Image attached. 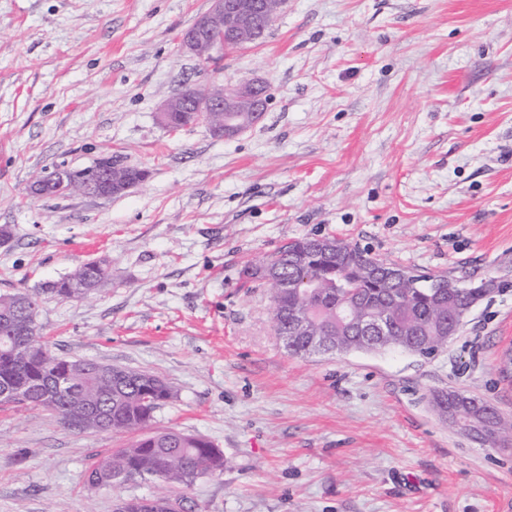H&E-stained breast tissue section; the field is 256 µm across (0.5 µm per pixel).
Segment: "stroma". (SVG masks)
I'll use <instances>...</instances> for the list:
<instances>
[{"label": "stroma", "mask_w": 512, "mask_h": 512, "mask_svg": "<svg viewBox=\"0 0 512 512\" xmlns=\"http://www.w3.org/2000/svg\"><path fill=\"white\" fill-rule=\"evenodd\" d=\"M210 0H0V295L81 264L111 280L41 298L54 352L147 371L176 396L152 429L200 435L224 470L187 486L89 487L132 442L55 413L0 410V512H512V450L442 423L430 390L512 418V0H286L264 38L200 70L178 36ZM253 78L262 119L231 139L171 132L186 87ZM110 157L126 194L34 197L33 173ZM497 287L435 356L288 355L241 270L299 237Z\"/></svg>", "instance_id": "35a3bbf8"}]
</instances>
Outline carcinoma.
Masks as SVG:
<instances>
[{
    "instance_id": "1",
    "label": "carcinoma",
    "mask_w": 512,
    "mask_h": 512,
    "mask_svg": "<svg viewBox=\"0 0 512 512\" xmlns=\"http://www.w3.org/2000/svg\"><path fill=\"white\" fill-rule=\"evenodd\" d=\"M112 173L140 182L144 168L107 162ZM334 237H301L281 246L258 265L243 269L253 288L266 287L272 300V323L289 355L315 354L313 337L323 336L339 353L398 349L429 358L448 343V326L493 292L478 284L448 292L445 274L425 275L408 271L405 278H392L379 271V259L349 243L336 247ZM76 277L84 290L104 286L109 271L99 260L84 263L72 275L52 282L33 294L20 292L0 296V387L20 391V399H1L0 407L23 404L58 414L74 426L73 418L84 413L86 430L140 433L142 437L125 448H117L94 462L87 471L92 487H112L147 476L168 484L190 485L204 474L224 470V453L206 438L179 431H150L154 412L174 398L171 386L160 376L121 367L101 369L103 363L81 361L70 374L58 364L56 355L41 340L36 324L39 295L78 299L72 287ZM315 281L317 288H276L273 282ZM305 311L308 330L297 328L295 315ZM367 314L383 315L387 337L369 335L361 324ZM491 420L487 441L512 440V419L502 417L485 404Z\"/></svg>"
}]
</instances>
